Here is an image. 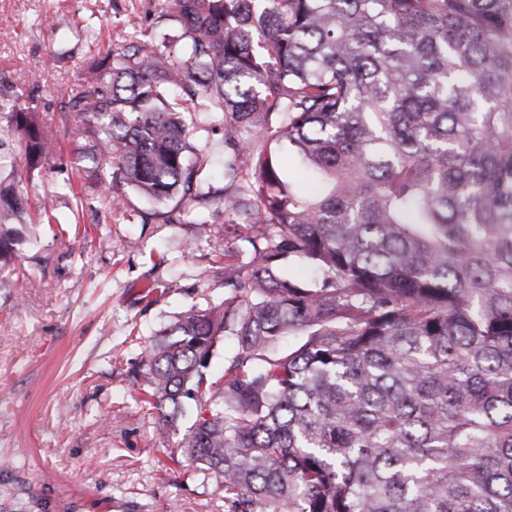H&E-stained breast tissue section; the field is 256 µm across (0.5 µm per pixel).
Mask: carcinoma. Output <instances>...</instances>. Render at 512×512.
I'll use <instances>...</instances> for the list:
<instances>
[{
    "label": "carcinoma",
    "instance_id": "1",
    "mask_svg": "<svg viewBox=\"0 0 512 512\" xmlns=\"http://www.w3.org/2000/svg\"><path fill=\"white\" fill-rule=\"evenodd\" d=\"M164 4L181 36H118L59 112L76 164L224 214L255 255L141 349L157 433L196 412L178 451L224 479V512H512V0ZM4 119L24 143L0 155L7 264L53 140L30 107ZM197 145L201 153L209 159L205 170V185L209 186L212 193L222 194L224 191V147L218 136L206 138L202 133L197 137Z\"/></svg>",
    "mask_w": 512,
    "mask_h": 512
}]
</instances>
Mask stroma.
I'll use <instances>...</instances> for the list:
<instances>
[{"instance_id":"stroma-1","label":"stroma","mask_w":512,"mask_h":512,"mask_svg":"<svg viewBox=\"0 0 512 512\" xmlns=\"http://www.w3.org/2000/svg\"><path fill=\"white\" fill-rule=\"evenodd\" d=\"M161 0H0V105L35 107L56 149L23 184L77 227L30 215L0 268V512H224L223 481L183 459L192 425L159 437L132 376L140 342L220 302L215 252L253 262L234 225L130 224L110 207L112 171L70 155L58 113L117 33L177 36ZM195 241L186 250V241ZM37 286L18 293L15 272Z\"/></svg>"}]
</instances>
